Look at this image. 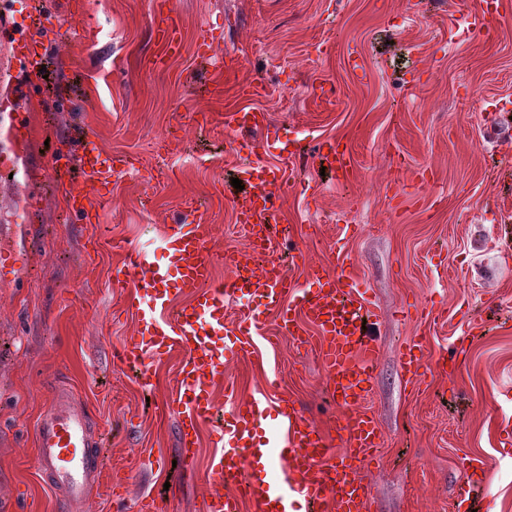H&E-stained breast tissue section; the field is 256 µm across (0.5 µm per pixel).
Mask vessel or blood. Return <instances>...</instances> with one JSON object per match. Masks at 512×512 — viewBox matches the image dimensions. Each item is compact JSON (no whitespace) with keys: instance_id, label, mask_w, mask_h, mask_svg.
<instances>
[{"instance_id":"vessel-or-blood-1","label":"vessel or blood","mask_w":512,"mask_h":512,"mask_svg":"<svg viewBox=\"0 0 512 512\" xmlns=\"http://www.w3.org/2000/svg\"><path fill=\"white\" fill-rule=\"evenodd\" d=\"M499 13L500 0H477L475 9L449 15L448 31L458 41H474L488 34ZM151 35L163 52L149 58L148 65L165 67L181 47L174 9L156 15ZM223 46L222 25L199 26L195 56L200 62L215 63L211 93L217 97L224 93V77L237 64L233 55L223 54ZM13 48L25 73H35L44 50L32 32L16 33ZM267 93L257 80L241 87L242 104L226 109L221 121L225 132L234 135L238 150L256 157L238 170L243 189L232 200L237 223L248 227L246 244L217 251L207 213L185 201L163 237L166 264H156L142 251H125V262L113 271L112 284L126 289L138 329L125 338L118 358L136 370L140 385L150 387L158 364L179 353L176 389L167 406L177 423L184 468L195 464L202 425L223 414L214 434L217 452L210 464V491L202 512H241L246 501L254 512H295L301 499L329 502L336 512H367L369 492L361 463L372 457L380 438L368 409L377 344L365 326L373 312L345 254H337L333 267L316 266L304 288L281 263L256 260L259 253L274 250L280 234L277 203L291 186V171L305 160L296 139L285 136L265 110L254 106V99ZM271 151L276 152L278 164L259 161V153ZM69 155L85 183L70 190L67 206L82 222L111 197L115 180L137 171L139 164L132 154L99 150L88 133L72 143L67 155L55 156L54 168H66ZM314 156L343 181L356 168L353 151L340 138L320 141ZM221 264L232 266V280L214 281L213 271ZM183 294L190 295V304L162 318L161 310ZM229 295L251 303L232 327L225 308ZM270 311L278 314L282 330L289 335L303 337L308 329L316 330L331 397L344 414L338 430L349 445L345 453L331 451L324 431L292 400L283 401L272 414L254 398L236 401L229 412H222L216 392L224 385V364L227 358L253 353V336ZM423 348V340L417 339L405 349L402 369L410 378L422 375ZM35 446L38 472L62 512H91L92 497L102 487L114 500H125L129 478L104 475L103 434L70 389L58 387L50 394L38 416ZM467 468L470 476L459 492L472 499L485 490L488 475L483 463L471 462Z\"/></svg>"}]
</instances>
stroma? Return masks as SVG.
Returning <instances> with one entry per match:
<instances>
[{"mask_svg":"<svg viewBox=\"0 0 512 512\" xmlns=\"http://www.w3.org/2000/svg\"><path fill=\"white\" fill-rule=\"evenodd\" d=\"M183 49L166 68H146L156 47L151 0H0V237L17 245L14 284L0 286V482L21 490L12 512H53L38 480L33 421L50 387L63 381L85 401L108 445L105 463L130 478L123 504L100 496L96 512H137L140 498L164 512H201L215 454L212 427L200 432L194 473L174 467L176 421L163 410L179 358L159 370L152 391L113 360L137 327L123 289L110 287L122 257L92 251L91 235L119 238L162 260L165 224L182 202H203L217 248L244 246L231 184L241 158L220 125L236 105L237 85L262 80L256 99L306 155L327 136L344 139L357 165L334 184L312 162L294 174L280 203L288 236L275 244L305 280L312 266L348 254L377 317L378 345L369 407L382 441L366 463L368 512H512V114L482 111L484 99L512 101V13L472 43L448 40V6L428 0H174ZM77 12L73 28L39 31L50 75L39 89L13 62L11 34L21 12ZM224 25V45L242 64L223 99L205 93L209 78L195 59L197 26ZM332 50L315 52L318 41ZM357 50L364 72L347 69ZM417 65V87L403 85ZM336 96L310 97L314 79ZM25 108L26 148L14 153L10 112ZM206 114L179 130L185 109ZM92 133L106 151L137 155L139 173L119 179L92 223H75L66 186L52 169L58 145ZM179 133L178 152L162 157L156 141ZM407 172L391 166L397 156ZM432 174L420 187L415 170ZM275 344H268V337ZM427 339L420 383L401 368L407 343ZM241 398L276 408L292 399L331 431L342 414L327 392L317 349L280 334L268 315L253 355L224 365ZM481 460L491 488L472 502L455 495L465 459Z\"/></svg>","mask_w":512,"mask_h":512,"instance_id":"1","label":"stroma"}]
</instances>
